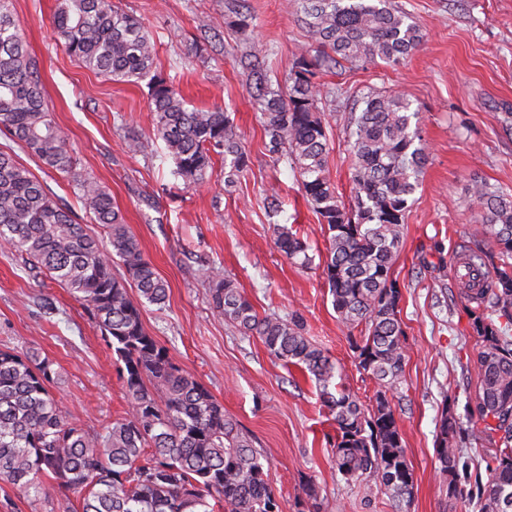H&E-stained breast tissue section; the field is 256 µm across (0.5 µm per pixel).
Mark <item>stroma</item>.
Returning a JSON list of instances; mask_svg holds the SVG:
<instances>
[{
  "label": "stroma",
  "mask_w": 512,
  "mask_h": 512,
  "mask_svg": "<svg viewBox=\"0 0 512 512\" xmlns=\"http://www.w3.org/2000/svg\"><path fill=\"white\" fill-rule=\"evenodd\" d=\"M152 36L157 63L174 78L188 107L229 112L248 155L234 184L214 157L208 180L187 187L154 138L145 86L113 82L81 67L57 40L56 0H12L55 122L65 131L77 170L111 193L144 256L168 284L164 306H147L143 323L173 361L202 382L241 424L268 462V480L290 512H308L314 484L328 512H393L387 496L349 484L331 459L335 426L313 379L284 365L259 338L240 333L212 309L205 270L222 266L259 314L300 316L306 336L344 365L345 383L364 406L377 385L355 364L349 331L338 321L320 263L328 245L299 176L266 150L253 68L282 89L312 39L295 0H112ZM424 32L420 48L397 65L367 61L317 68L318 109L329 144L330 177L343 202L352 196L344 143L350 113L369 92L407 95L420 110L428 147L393 266L409 358L391 397L414 476L408 512H479L449 498L435 439L442 411L462 414L479 381L482 345L476 306L456 285L454 256L482 239L467 189L476 180L512 193V0H390ZM248 27H239L241 16ZM140 153L127 148L130 139ZM19 161L43 181L78 223L88 218L76 189L25 151ZM279 192L281 212L270 206ZM296 230L312 262L301 266L275 244L274 227ZM34 350L60 370L52 393L85 429L125 417L123 364L84 306L25 268L0 247V348Z\"/></svg>",
  "instance_id": "1"
}]
</instances>
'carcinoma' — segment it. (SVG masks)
<instances>
[{
    "label": "carcinoma",
    "mask_w": 512,
    "mask_h": 512,
    "mask_svg": "<svg viewBox=\"0 0 512 512\" xmlns=\"http://www.w3.org/2000/svg\"><path fill=\"white\" fill-rule=\"evenodd\" d=\"M304 22L315 42L289 74L287 93L256 84L269 136L268 152L290 164L328 231L321 276L337 318L360 329L353 341L357 367L378 385L366 408L343 383L342 368L303 334L295 315L259 316L253 304L211 266L205 276L214 312L248 336L259 337L277 359L313 376L320 400L336 424L332 459L351 483L389 497L408 512L414 477L388 393L402 383L407 354L392 267L405 216L427 162L419 112L400 93L371 92L351 113L346 141L353 158L355 193L339 200L328 171L329 148L312 67L381 60L397 64L424 35L387 0H302ZM53 26L67 53L84 68L114 81L146 84L154 135L188 186L206 181L213 155L224 157L228 182L246 167V153L228 113L190 109L173 80L157 66L155 43L141 23L112 0H57ZM0 130L75 183L85 211L106 234L90 235L70 209L15 157L0 148V246L23 258L82 303L124 364L127 416L90 432L68 416L51 387L59 373L35 351L0 349V482L34 501L63 503L76 494L82 512H286L269 484L262 456L224 413L208 388L181 370L145 328L146 305L164 304L168 285L128 231L112 196L76 171L64 132L51 119L41 80L11 10L0 0ZM476 223L498 245L460 252V298L477 304L484 344L475 370L480 434L498 437L487 460L480 512H512V194L477 181ZM276 244L300 265L308 246L284 225ZM119 259L125 276L114 271ZM138 291L133 299L127 289ZM457 418L443 412L436 432L440 473L448 496L471 499L469 462L456 442Z\"/></svg>",
    "instance_id": "cac0c4a2"
}]
</instances>
